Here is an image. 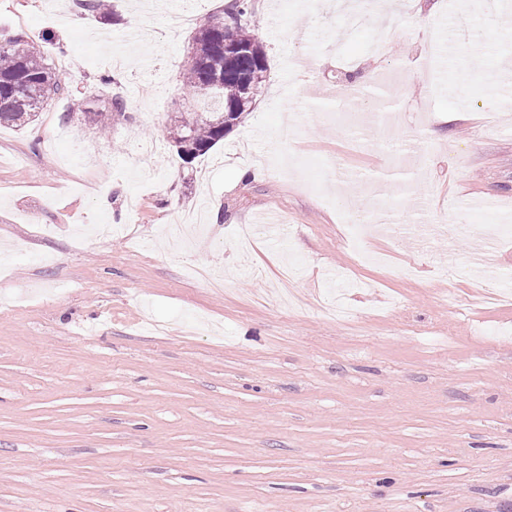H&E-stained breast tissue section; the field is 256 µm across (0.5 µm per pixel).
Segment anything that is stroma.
<instances>
[{"instance_id": "stroma-1", "label": "stroma", "mask_w": 512, "mask_h": 512, "mask_svg": "<svg viewBox=\"0 0 512 512\" xmlns=\"http://www.w3.org/2000/svg\"><path fill=\"white\" fill-rule=\"evenodd\" d=\"M385 2L347 36L319 0H254L265 86L187 163L168 135L197 109L181 72L230 0H111L92 29L57 0H0V41L40 36L68 62L36 122L0 126V512H512V300L480 301L512 293V9ZM180 12L194 24L170 35ZM391 24L401 38L370 56ZM461 26L475 45L448 54ZM354 71L396 74L425 175L330 101ZM248 167L262 176L240 182ZM372 209L378 230L347 246ZM272 213L285 235L241 248L236 226ZM489 222L498 271L476 276Z\"/></svg>"}]
</instances>
